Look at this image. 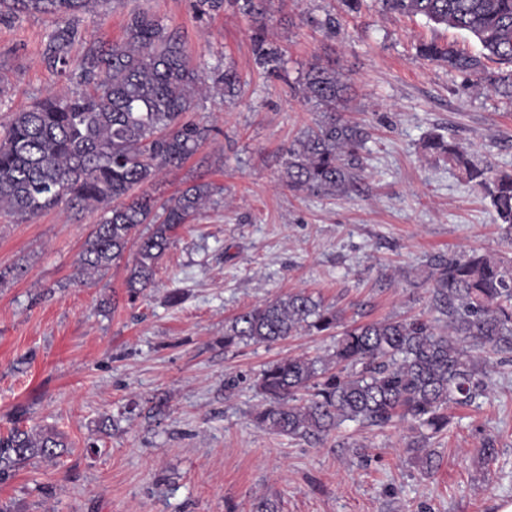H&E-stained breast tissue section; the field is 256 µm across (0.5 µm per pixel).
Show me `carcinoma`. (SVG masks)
Returning a JSON list of instances; mask_svg holds the SVG:
<instances>
[{"label":"carcinoma","mask_w":512,"mask_h":512,"mask_svg":"<svg viewBox=\"0 0 512 512\" xmlns=\"http://www.w3.org/2000/svg\"><path fill=\"white\" fill-rule=\"evenodd\" d=\"M385 10L422 16L435 25L474 37L480 52L424 43L419 54L448 70L476 78V85L512 101V0H381ZM100 0H0V17L53 14L65 19L51 37L47 63L78 88L37 99L0 124V211L29 221L63 204L102 212L79 261L80 274L105 270L138 239L126 288L136 298L154 284L176 230L199 216L214 190L198 183L179 191L157 212L154 200L134 190L163 171L180 167L207 141L212 128L186 119L212 89L233 97L237 72L221 62L208 73L194 67L174 32L145 13L132 14L124 37L92 44L73 66V22L97 16ZM238 7L252 22V52L270 73L284 69L285 53L271 38L268 0H196L203 14ZM498 65L487 71V63ZM349 84L336 69L311 66L300 82L303 97L322 108L319 119L286 150L288 188L323 197H345L359 174L365 132L338 109ZM426 148L480 187L512 238V170L491 172L467 149L439 135ZM143 224L151 225L146 234ZM433 301L444 324L425 318L346 324L332 305L301 290L257 303L224 327V347L240 342L268 346L303 333L336 337L326 359L294 357L267 364L256 381L263 404L254 418L281 436L322 443L345 422L384 428L406 423V443L423 471L436 467L432 439L448 430L451 405L477 403L488 388V359L512 362V256L473 250L433 264ZM69 448L49 426L14 427L0 436V480L29 461L53 460Z\"/></svg>","instance_id":"obj_1"}]
</instances>
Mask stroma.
Listing matches in <instances>:
<instances>
[{
  "mask_svg": "<svg viewBox=\"0 0 512 512\" xmlns=\"http://www.w3.org/2000/svg\"><path fill=\"white\" fill-rule=\"evenodd\" d=\"M195 0H106L76 22L70 59L122 38L131 13L180 35L198 70L233 67L240 91L207 96L191 117L217 128L147 192L164 202L200 182L216 202L174 234L153 288L130 299L136 249L94 278L79 256L99 212L57 207L25 222L0 216V434L52 426L67 453L32 460L0 482L8 512H497L512 501V365L495 366L479 411L449 408L452 423L424 473L406 426L344 423L314 446L263 430L255 379L289 356H326L329 336L267 346L224 345V326L247 306L306 290L345 321L432 318L435 257L512 254L483 192L424 146L439 134L492 170L512 169V102L421 57L420 44L477 52L465 32L362 0H271L284 71L260 68L249 17L228 7L198 14ZM336 30H327V18ZM57 21L0 20V122L66 81L45 62ZM351 86L343 111L367 133L356 191L343 198L288 189V146L319 112L299 83L311 64ZM182 300L173 305L171 294ZM495 461L484 462L485 439ZM350 447H341V440Z\"/></svg>",
  "mask_w": 512,
  "mask_h": 512,
  "instance_id": "stroma-1",
  "label": "stroma"
}]
</instances>
